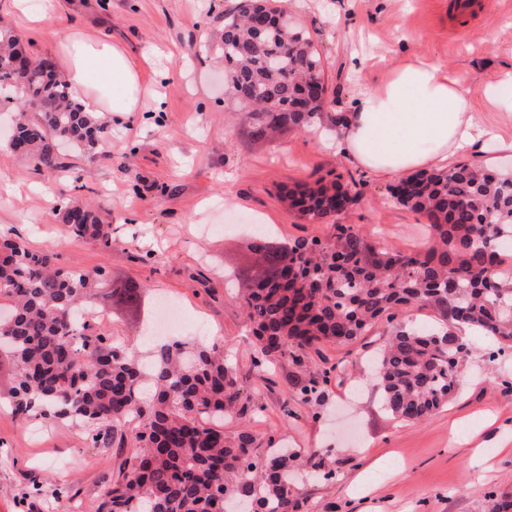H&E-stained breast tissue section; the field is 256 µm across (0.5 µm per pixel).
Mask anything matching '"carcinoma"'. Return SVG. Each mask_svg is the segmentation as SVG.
<instances>
[{"label":"carcinoma","mask_w":512,"mask_h":512,"mask_svg":"<svg viewBox=\"0 0 512 512\" xmlns=\"http://www.w3.org/2000/svg\"><path fill=\"white\" fill-rule=\"evenodd\" d=\"M26 51L18 36L0 32V107L26 111L6 137L12 151L50 174L62 168L57 145L98 153L112 129L82 111L67 81L44 60L15 68ZM207 51L224 61L228 89L248 135L264 140L285 129H315L343 115L324 112L321 56L307 33L288 24L272 0H237L224 30ZM298 183L280 198L304 220L330 224L325 239H301L279 252L268 235L254 236L252 263L263 270L241 302L255 338L254 368L299 360L325 344L347 345L372 326L392 325L374 365L383 408L420 422L448 404L463 381L469 347L454 332L471 328L512 347V271L504 270L502 239H512V175L460 162L402 177L393 202L426 217L428 242L415 254L382 247L337 222L359 198L353 187ZM65 232L103 253L112 225L90 204L63 202ZM102 275L53 266V255L0 235V352L14 374L9 405L17 414L83 427L96 448H129L102 480L97 512H226L247 499L253 512H294L295 473L302 453L263 443L247 425L252 395L216 343H151L147 355L116 343L85 319L108 310L113 294L96 288ZM136 311L140 288L118 289ZM417 306L437 325L401 319ZM329 372L312 373L293 395L322 402ZM238 421L232 432L219 422Z\"/></svg>","instance_id":"1"}]
</instances>
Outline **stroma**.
<instances>
[{"label":"stroma","mask_w":512,"mask_h":512,"mask_svg":"<svg viewBox=\"0 0 512 512\" xmlns=\"http://www.w3.org/2000/svg\"><path fill=\"white\" fill-rule=\"evenodd\" d=\"M236 0H62L38 25L20 29L28 51L60 58L69 31L102 34L132 56L162 52V69L144 68L160 94L132 114H109L105 152L62 153L55 176L0 142V232L51 252L56 265L104 268L102 291L134 282L139 311L113 303L100 329L140 343L159 317V302L178 304L181 339L205 323L254 395L251 427L261 438L304 451L327 449L321 476H298L296 512H492L512 495V348L476 332L464 381L447 407L420 423L393 419L370 381L368 359L389 336L387 324L321 356L257 373L240 297L251 268L250 234L232 220L257 218L275 242L323 240L331 225L302 220L277 195L298 182L353 175L362 195L342 224L401 251L425 243V217L394 204L390 181L357 170L326 130H290L250 141L221 82L222 62L204 44L224 28ZM291 20L319 49L328 86L325 109L348 112L359 92L378 89L390 70L421 57L454 74L471 111L498 138L512 142V112L489 98L512 73V0H281ZM86 200L112 223L116 245L104 254L67 236L56 210ZM330 369L324 405L289 398L294 377ZM119 448H96L65 421L0 411V512H95L99 485Z\"/></svg>","instance_id":"35a3bbf8"}]
</instances>
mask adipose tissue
Masks as SVG:
<instances>
[{
    "mask_svg": "<svg viewBox=\"0 0 512 512\" xmlns=\"http://www.w3.org/2000/svg\"><path fill=\"white\" fill-rule=\"evenodd\" d=\"M63 75L85 111L95 115L140 111L146 89L126 51L79 31L59 42ZM122 85L123 95L107 93ZM494 133L471 112L447 67L415 58L402 64L380 89L357 96L340 128L338 153L358 169L389 179L447 167L462 153L481 150Z\"/></svg>",
    "mask_w": 512,
    "mask_h": 512,
    "instance_id": "1",
    "label": "adipose tissue"
}]
</instances>
